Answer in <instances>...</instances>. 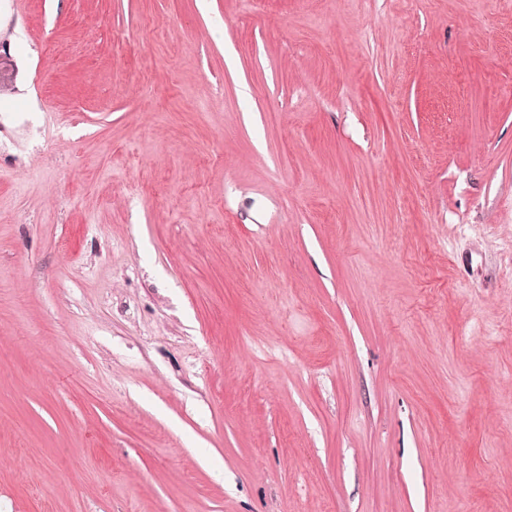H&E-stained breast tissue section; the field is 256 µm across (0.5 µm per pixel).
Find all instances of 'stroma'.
Here are the masks:
<instances>
[{"label": "stroma", "mask_w": 512, "mask_h": 512, "mask_svg": "<svg viewBox=\"0 0 512 512\" xmlns=\"http://www.w3.org/2000/svg\"><path fill=\"white\" fill-rule=\"evenodd\" d=\"M0 512H512V0H0Z\"/></svg>", "instance_id": "1"}]
</instances>
